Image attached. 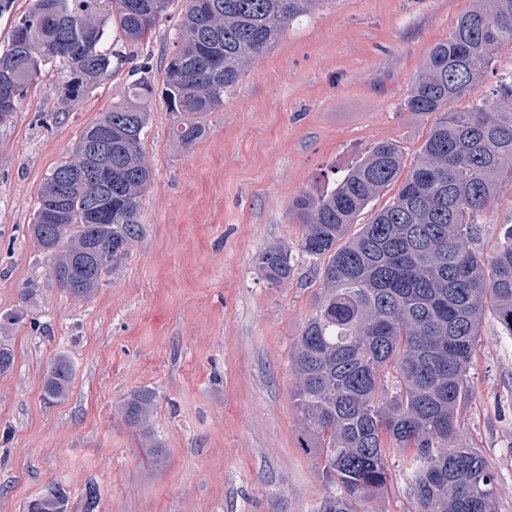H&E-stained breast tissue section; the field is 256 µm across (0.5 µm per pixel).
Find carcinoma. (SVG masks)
<instances>
[{
  "mask_svg": "<svg viewBox=\"0 0 512 512\" xmlns=\"http://www.w3.org/2000/svg\"><path fill=\"white\" fill-rule=\"evenodd\" d=\"M129 2L29 0L0 45V63L11 73L0 123L13 117L48 64L67 73L71 95L96 84L112 64L108 28L137 45L152 37L173 0H138L136 11ZM318 2L186 0L162 89L146 76L132 81L39 190L31 237L70 296L91 298L141 236L152 180L143 144L156 92L172 114V138L192 146L205 134L203 118L223 108L224 92L244 68ZM22 29L32 31L30 40L17 38ZM505 46L512 47V0H475L448 39L431 48L405 99L407 110L434 117L412 161L397 141H376L332 189L292 202L299 250L318 261L322 281L288 352L300 448L318 462L326 484L314 512H365L392 485V449L415 512H496L498 479L476 449L460 446L458 412L469 397L486 314L512 337V226L492 255L478 249L500 177L512 175V68L493 96L477 92ZM93 141L105 142L109 153H90ZM395 186L397 193L350 233ZM256 266L278 286L293 272L291 250L270 247ZM73 378L70 357L55 354L45 396L65 398ZM155 408L148 388L120 405L152 454L162 452L150 426ZM68 501L64 488L51 484L34 512H67Z\"/></svg>",
  "mask_w": 512,
  "mask_h": 512,
  "instance_id": "carcinoma-1",
  "label": "carcinoma"
}]
</instances>
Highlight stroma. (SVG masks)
<instances>
[{"label":"stroma","mask_w":512,"mask_h":512,"mask_svg":"<svg viewBox=\"0 0 512 512\" xmlns=\"http://www.w3.org/2000/svg\"><path fill=\"white\" fill-rule=\"evenodd\" d=\"M472 0H321L309 17L245 67L189 149L170 136L161 99L144 141L153 180L143 234L88 300L58 288L30 224L40 187L81 131L148 73L162 83L181 0L153 37L111 36L112 65L78 98L44 66L0 124V340L15 354L0 375V512H25L49 484L83 512H313L321 471L298 442L288 350L321 288L297 248L291 210L301 192L332 187L371 143L415 155L433 122L404 100L430 48ZM274 245L294 274L273 286L255 265ZM27 310L10 324L7 313ZM74 365L68 396L49 401L51 358ZM458 419L468 447L495 470L497 512H512V338L486 317ZM157 394L152 455L119 407L134 390Z\"/></svg>","instance_id":"obj_1"}]
</instances>
